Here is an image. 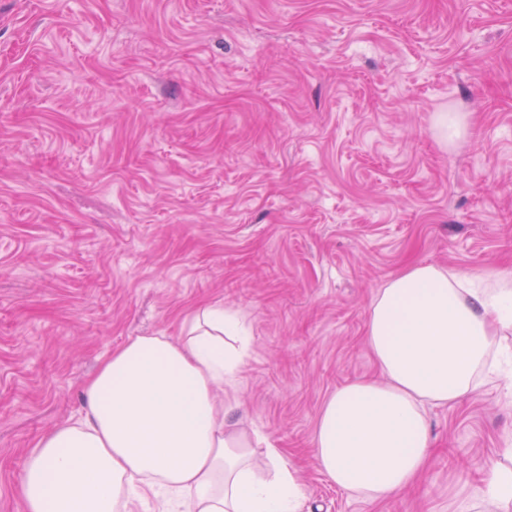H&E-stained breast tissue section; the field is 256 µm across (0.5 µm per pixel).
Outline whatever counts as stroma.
<instances>
[{
  "label": "stroma",
  "mask_w": 512,
  "mask_h": 512,
  "mask_svg": "<svg viewBox=\"0 0 512 512\" xmlns=\"http://www.w3.org/2000/svg\"><path fill=\"white\" fill-rule=\"evenodd\" d=\"M419 262L512 275V0H0V512L104 358L202 305L251 325L238 396L305 512H489L503 381L429 409L393 500L311 455L375 372L370 300Z\"/></svg>",
  "instance_id": "35a3bbf8"
}]
</instances>
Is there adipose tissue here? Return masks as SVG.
<instances>
[{
	"label": "adipose tissue",
	"mask_w": 512,
	"mask_h": 512,
	"mask_svg": "<svg viewBox=\"0 0 512 512\" xmlns=\"http://www.w3.org/2000/svg\"><path fill=\"white\" fill-rule=\"evenodd\" d=\"M414 264L367 311L378 368L338 388L316 419L312 454L340 489L373 503L427 468V410L492 382L512 329V276ZM253 338L244 315L199 307L188 333L138 336L83 386L78 417L43 435L20 483L24 512H124L149 494L161 512H302L294 464L248 425L237 396Z\"/></svg>",
	"instance_id": "ef3b65f1"
}]
</instances>
